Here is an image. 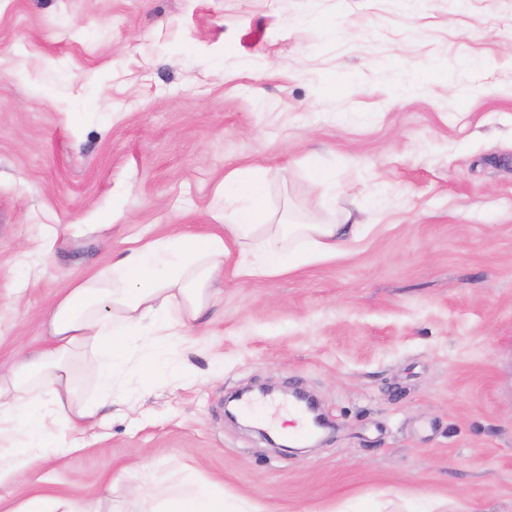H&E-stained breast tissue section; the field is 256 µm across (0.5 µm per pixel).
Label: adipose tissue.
Listing matches in <instances>:
<instances>
[{
	"label": "adipose tissue",
	"instance_id": "ef3b65f1",
	"mask_svg": "<svg viewBox=\"0 0 512 512\" xmlns=\"http://www.w3.org/2000/svg\"><path fill=\"white\" fill-rule=\"evenodd\" d=\"M233 208L212 232L184 231L138 240L116 252L110 265L74 280L48 313L49 336L39 350L19 356L0 375V484L16 467L31 466L56 448L48 416L61 417L78 448L96 416L83 402L75 364L93 375L102 403H112L114 380L134 365L142 380L172 371V350L218 303L227 241L238 243L233 272L243 280L290 272L336 258L360 239L362 226L342 213L326 224H281L265 206L267 185L243 172L218 188ZM164 512H238L208 485L185 474L169 492Z\"/></svg>",
	"mask_w": 512,
	"mask_h": 512
}]
</instances>
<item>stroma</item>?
<instances>
[{
    "label": "stroma",
    "mask_w": 512,
    "mask_h": 512,
    "mask_svg": "<svg viewBox=\"0 0 512 512\" xmlns=\"http://www.w3.org/2000/svg\"><path fill=\"white\" fill-rule=\"evenodd\" d=\"M364 235L336 260L224 278L182 381L120 376L86 445L0 486L151 512L192 471L245 512H512V0H0V373L126 240L205 234L226 174L277 214ZM47 224H108L23 286ZM314 396L275 448L224 400Z\"/></svg>",
    "instance_id": "35a3bbf8"
}]
</instances>
